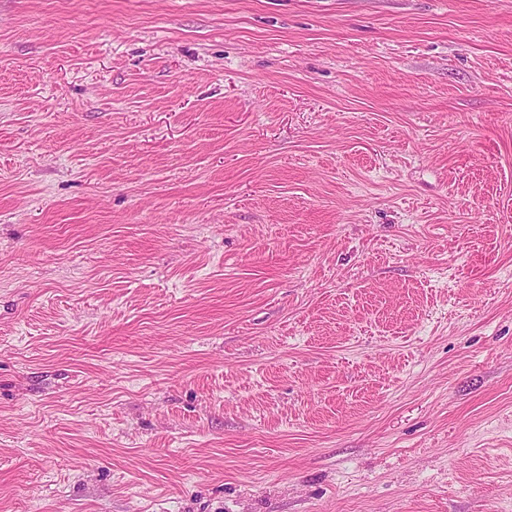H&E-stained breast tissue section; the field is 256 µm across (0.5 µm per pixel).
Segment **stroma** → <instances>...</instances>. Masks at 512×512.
Returning a JSON list of instances; mask_svg holds the SVG:
<instances>
[{"instance_id": "stroma-1", "label": "stroma", "mask_w": 512, "mask_h": 512, "mask_svg": "<svg viewBox=\"0 0 512 512\" xmlns=\"http://www.w3.org/2000/svg\"><path fill=\"white\" fill-rule=\"evenodd\" d=\"M0 512H512V0H0Z\"/></svg>"}]
</instances>
